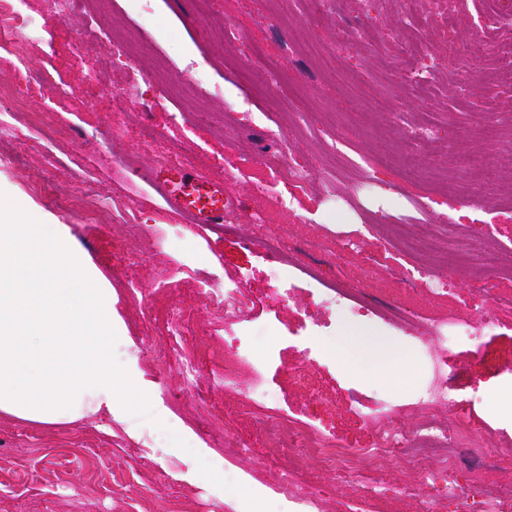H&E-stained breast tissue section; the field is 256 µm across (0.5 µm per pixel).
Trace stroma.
Segmentation results:
<instances>
[{
  "mask_svg": "<svg viewBox=\"0 0 512 512\" xmlns=\"http://www.w3.org/2000/svg\"><path fill=\"white\" fill-rule=\"evenodd\" d=\"M21 11L39 25L18 31L24 61L0 49V85L49 119L37 139L20 140L11 133L19 125L14 104L0 99V192L65 226L111 288L122 327L115 352L133 356L134 382L161 424L97 414L51 426L0 416V512H227L230 493L197 475L199 455L276 506L282 494L260 481L267 465L288 461L266 446L267 419L312 422L354 448L371 440L373 426L353 407V394L372 406L403 402L423 377L418 351L385 327L362 337L357 319L323 304L303 275L275 279L244 239L276 230L286 257L315 268L323 281L361 289L365 304L380 310L406 302L431 321H472L485 291L512 298V279L493 275L512 260V181L484 189L471 166L481 159L512 168V148L475 126L487 115L512 126V91L478 68L449 64L446 36L428 7L419 10L405 54L406 0H327L317 21L300 0H73L64 19L45 0H23ZM224 18L236 39H226ZM87 33L98 37L100 51L77 50ZM260 55L284 75L277 93L255 69ZM425 70L431 89L422 94L414 75ZM425 121L424 165L413 180L384 161L400 152L406 128ZM142 130L154 132L153 152L134 146ZM175 145L186 148L191 171L223 182L237 198L223 230L185 223L155 191L152 171ZM292 168L311 171L313 180L290 182ZM36 176L62 191L88 187L140 233L89 222L85 198L60 206L41 197L32 189ZM402 223L420 225L417 253L404 248ZM452 234L480 243L478 267L433 265ZM352 236L357 247L343 250ZM416 262L449 293L406 282ZM202 270L227 283L246 278L247 318L276 341L263 374L242 364L230 385L212 379L207 354L223 351L229 327L213 311ZM500 318L502 327L455 350L459 385L494 422L504 419L499 394L512 376V308ZM324 321L322 351L308 359L305 328ZM347 341L358 352L398 350L410 379L389 384L355 372L336 351ZM159 345L171 353L160 385L145 363ZM190 359L204 364L195 387L177 372ZM259 383L272 400L253 399ZM204 423L228 443L246 444V453L225 455L201 437ZM133 425L138 434H130ZM170 430L188 450L169 442ZM188 471L189 482L181 478ZM294 475L317 490L311 512H435L440 494L429 488L417 500L404 496L417 473L376 463L345 482L315 459Z\"/></svg>",
  "mask_w": 512,
  "mask_h": 512,
  "instance_id": "stroma-1",
  "label": "stroma"
}]
</instances>
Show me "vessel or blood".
Masks as SVG:
<instances>
[{
	"instance_id": "1",
	"label": "vessel or blood",
	"mask_w": 512,
	"mask_h": 512,
	"mask_svg": "<svg viewBox=\"0 0 512 512\" xmlns=\"http://www.w3.org/2000/svg\"><path fill=\"white\" fill-rule=\"evenodd\" d=\"M152 184L167 204L188 223L215 227L224 222L231 202L220 184L194 179L178 165H169L165 174H157Z\"/></svg>"
}]
</instances>
